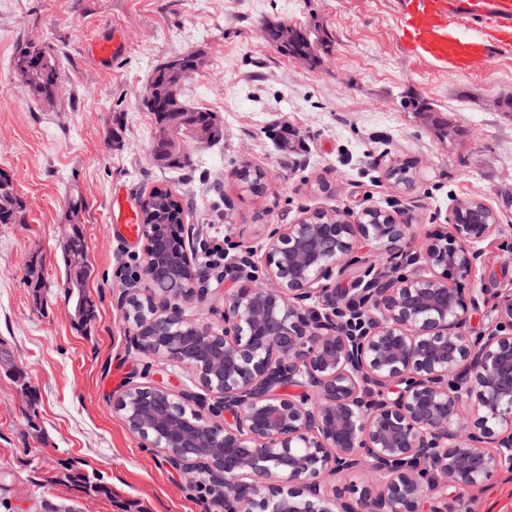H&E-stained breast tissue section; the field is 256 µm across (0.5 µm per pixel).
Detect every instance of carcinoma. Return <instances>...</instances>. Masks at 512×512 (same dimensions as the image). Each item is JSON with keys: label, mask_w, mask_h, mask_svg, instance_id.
Wrapping results in <instances>:
<instances>
[{"label": "carcinoma", "mask_w": 512, "mask_h": 512, "mask_svg": "<svg viewBox=\"0 0 512 512\" xmlns=\"http://www.w3.org/2000/svg\"><path fill=\"white\" fill-rule=\"evenodd\" d=\"M170 66L164 61L152 72L149 82L158 88L159 104L145 105L156 127L175 125L185 128L195 123H208L211 127L210 141L220 142L224 139V125L215 122V115L208 109L188 105L182 98L181 87L169 78ZM16 80L20 88L30 97L39 101L56 99L62 73L58 54L49 47L26 45L19 48L15 58ZM155 161L166 169H180L186 166L187 158L174 152L162 143L155 149ZM242 187L255 195L263 191L261 173L257 170L243 168L238 172ZM143 221L146 224H163L171 228L173 224L183 223V208L178 198L167 188H155L147 196V201L140 204ZM23 211L21 200L14 193L10 175L0 172V224H15L20 221ZM88 268L66 270V283L76 291V307L81 309L80 321L89 322L94 318L95 306L90 296L85 293V281Z\"/></svg>", "instance_id": "cac0c4a2"}]
</instances>
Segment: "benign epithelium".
<instances>
[{"label":"benign epithelium","instance_id":"benign-epithelium-1","mask_svg":"<svg viewBox=\"0 0 512 512\" xmlns=\"http://www.w3.org/2000/svg\"><path fill=\"white\" fill-rule=\"evenodd\" d=\"M307 210L264 239L263 267L241 252L222 322L187 318L180 303L208 295L193 255L168 256L153 224L139 225L152 281L181 272L183 288L139 299L150 311L136 350L187 374L175 391L132 384L119 398L128 430L206 481L224 512H438L512 467V295L471 330L482 288L460 287L498 231L485 203L461 201L451 235L426 239L383 273L370 267L336 295L332 280L367 242L389 247L407 225L365 207L352 218ZM295 393L290 394L288 390ZM357 477V496L331 478Z\"/></svg>","mask_w":512,"mask_h":512}]
</instances>
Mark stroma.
<instances>
[{
  "instance_id": "35a3bbf8",
  "label": "stroma",
  "mask_w": 512,
  "mask_h": 512,
  "mask_svg": "<svg viewBox=\"0 0 512 512\" xmlns=\"http://www.w3.org/2000/svg\"><path fill=\"white\" fill-rule=\"evenodd\" d=\"M403 0H0V171L23 203L22 220L0 224V512H224L204 486L132 435L116 403L133 383L179 388L182 370L137 352L125 320L124 278L141 279L143 243L121 233L154 188L184 207L181 235L199 253L215 231L240 248L260 245L307 209L386 210L408 230L393 245L413 253L447 231L457 200L490 206L487 238L471 282L486 305L512 293V51L492 49L466 73L416 59L402 47ZM286 22L317 41V62L292 60L264 27ZM118 40L108 60L88 50ZM25 44L62 61L56 104L17 85ZM198 52L184 83L187 103L210 109L223 141L185 140L189 164L158 169L156 128L142 105L149 75L168 57ZM447 122L440 137L434 119ZM287 131L288 144L274 135ZM416 164L413 187L387 171ZM265 174L262 195L243 191L242 167ZM327 182L331 194L313 189ZM122 194L120 209L112 197ZM83 207L69 211L70 197ZM80 224L96 306L87 325L64 288L63 249ZM38 260L46 283L27 286ZM108 494L83 491L76 475ZM447 512H512L505 468Z\"/></svg>"
}]
</instances>
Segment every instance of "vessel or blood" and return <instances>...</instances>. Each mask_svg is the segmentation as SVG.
Instances as JSON below:
<instances>
[{"instance_id":"obj_1","label":"vessel or blood","mask_w":512,"mask_h":512,"mask_svg":"<svg viewBox=\"0 0 512 512\" xmlns=\"http://www.w3.org/2000/svg\"><path fill=\"white\" fill-rule=\"evenodd\" d=\"M401 25L411 55L467 70L512 49V0H405Z\"/></svg>"}]
</instances>
